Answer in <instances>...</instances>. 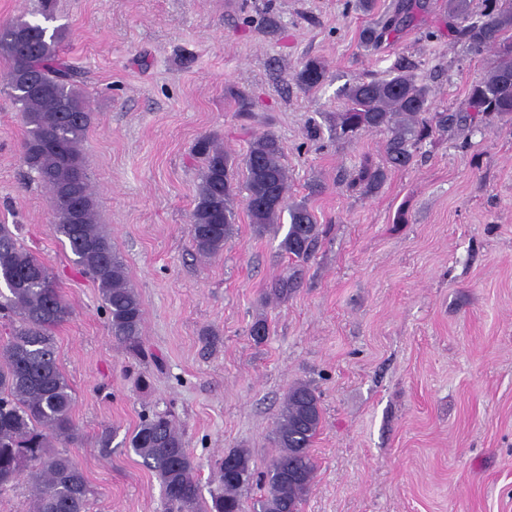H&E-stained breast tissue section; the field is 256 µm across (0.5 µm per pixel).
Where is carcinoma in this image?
Instances as JSON below:
<instances>
[{"instance_id": "obj_1", "label": "carcinoma", "mask_w": 512, "mask_h": 512, "mask_svg": "<svg viewBox=\"0 0 512 512\" xmlns=\"http://www.w3.org/2000/svg\"><path fill=\"white\" fill-rule=\"evenodd\" d=\"M448 0V29L480 52L504 44L469 86V112H430V91L418 83L408 59L396 62L384 78L349 86L338 113L336 138L359 131L387 134L388 163L406 167L426 139L481 117L512 121V0ZM422 5L407 0L378 28L363 32L366 43L382 41L392 29L414 18ZM54 0H40L33 19L0 24V58L9 65L7 94L20 112L25 135L21 158L49 191L54 232L75 256V264L97 284L110 333L133 352L140 351L143 306L129 284L111 237L97 224V200L84 166L81 144L92 117L82 88L83 73L59 55L66 38L55 20ZM304 89L326 79L316 59L301 63L294 74ZM195 154L202 160L188 228L192 247L201 256L224 250L232 238L237 214L233 201L246 191L245 209L261 236L278 230L288 212L289 228L281 242L290 258L305 261L322 234L304 204L288 203V174L283 148L273 134L255 137L245 156L236 160L212 136L199 138ZM385 172L364 161L349 188L375 193ZM0 318L10 331L0 338V490L24 480L31 486L32 512H86L92 490L81 467L56 450L79 438L73 421L72 387L60 368L55 332L72 315L51 269L0 224ZM323 420L320 396L299 381L289 389L273 431L278 453L261 475L263 494L253 512H300L317 465L311 448ZM129 448L158 477L167 512H246L254 469L250 452L231 448L219 461L221 485L211 501L201 495L197 465L168 413H155L138 424Z\"/></svg>"}]
</instances>
